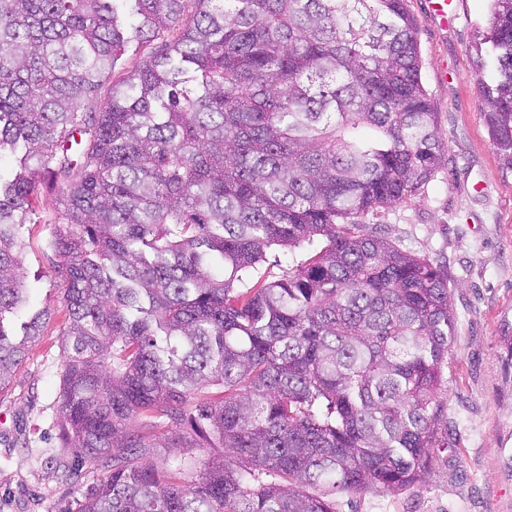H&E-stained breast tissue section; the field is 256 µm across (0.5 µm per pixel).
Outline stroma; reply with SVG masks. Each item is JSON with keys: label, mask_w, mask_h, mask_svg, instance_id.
<instances>
[{"label": "stroma", "mask_w": 512, "mask_h": 512, "mask_svg": "<svg viewBox=\"0 0 512 512\" xmlns=\"http://www.w3.org/2000/svg\"><path fill=\"white\" fill-rule=\"evenodd\" d=\"M407 4L445 158L417 196L369 213L366 223L448 276L456 333L443 368L442 443L422 486L343 493L336 512H512V362L504 343L512 336V173L488 135L472 62L491 2L465 0L463 19L445 32L428 20L424 0ZM39 195L22 229L21 259L31 303L52 317L0 391V512H78L106 476L59 444L67 282L48 245L57 189L44 179Z\"/></svg>", "instance_id": "obj_1"}]
</instances>
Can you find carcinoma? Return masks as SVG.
<instances>
[{
	"instance_id": "cac0c4a2",
	"label": "carcinoma",
	"mask_w": 512,
	"mask_h": 512,
	"mask_svg": "<svg viewBox=\"0 0 512 512\" xmlns=\"http://www.w3.org/2000/svg\"><path fill=\"white\" fill-rule=\"evenodd\" d=\"M0 0V391L40 335L20 228L58 189L78 512H336L425 481L448 276L367 231L442 164L407 0ZM475 70L512 171V0ZM162 51L95 103L117 48ZM314 249L276 276L269 252ZM216 387L219 392L204 395Z\"/></svg>"
}]
</instances>
